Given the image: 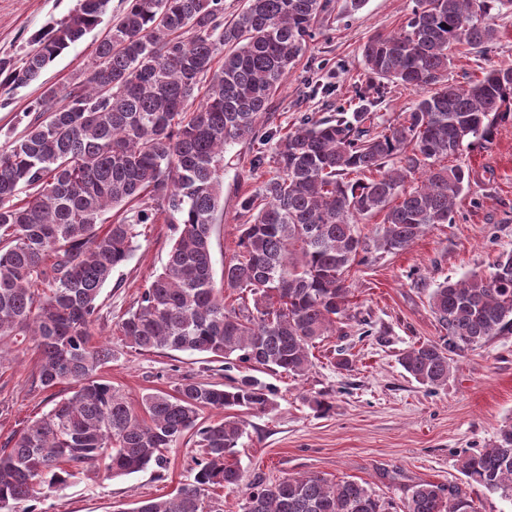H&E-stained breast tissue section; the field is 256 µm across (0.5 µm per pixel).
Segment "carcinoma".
Listing matches in <instances>:
<instances>
[{
  "instance_id": "cac0c4a2",
  "label": "carcinoma",
  "mask_w": 512,
  "mask_h": 512,
  "mask_svg": "<svg viewBox=\"0 0 512 512\" xmlns=\"http://www.w3.org/2000/svg\"><path fill=\"white\" fill-rule=\"evenodd\" d=\"M126 2L78 80L46 88L21 135L0 150V341H31L35 386H70L0 448V512H36L34 503L79 474L164 470L187 436L200 451L193 480L128 512H221L211 489L244 485L235 459L246 429L240 413L266 411L272 387L252 376L225 385L185 377L134 404L100 376L114 351L92 342L98 300L141 227L160 214L177 224L162 271L115 322L130 347L303 377L311 349L349 317L351 269L373 249L402 251L449 223L471 174L441 159L488 140L497 121L512 116V65L492 66L465 86L448 80L454 47L490 49L492 10L505 0H415L398 30L367 39L368 77L417 95L383 130L376 108L385 88L373 84L358 91L353 110L305 117L283 135L262 130L259 114L270 110L330 0H246L228 18L224 0ZM108 3L81 0L21 63L0 58V85L37 80L100 23ZM242 141L257 145L252 169L272 162L276 172L240 199L248 220L217 284L212 234L224 148ZM110 207L122 213L105 224ZM378 213L383 227L370 245L356 224ZM244 292L253 305L225 302ZM429 306L445 335L397 361L435 390L448 382L451 353L512 333V253L488 276L440 284ZM206 409L220 417L201 421ZM460 470L468 484L511 499L512 423L489 447L463 455ZM243 512L480 506L459 485L421 481L397 504L359 482L309 473L248 487Z\"/></svg>"
}]
</instances>
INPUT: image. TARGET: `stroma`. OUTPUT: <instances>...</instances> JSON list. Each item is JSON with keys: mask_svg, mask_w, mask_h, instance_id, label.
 <instances>
[{"mask_svg": "<svg viewBox=\"0 0 512 512\" xmlns=\"http://www.w3.org/2000/svg\"><path fill=\"white\" fill-rule=\"evenodd\" d=\"M331 12L314 26L306 50L280 88L267 129L285 131L306 113L322 114L355 96L368 76L361 47L376 34L399 28L413 0H332ZM79 7V0H0V57L20 60L35 35L56 27ZM126 8L110 0L101 23L81 41L63 50L39 80L28 86L0 88V148L22 133L30 102L48 86L70 83L93 58L98 40ZM498 38L489 54L459 50L448 71L450 82L464 85L492 65L512 64V5L496 11ZM252 144L239 142L224 150V200L212 235L215 269L237 247L244 218L239 199L255 192L274 175V165L251 171ZM457 164L472 172L469 188L458 202L452 223L438 224L409 248L374 252L367 265L351 272L352 320L342 334L312 350L308 375L293 378L261 374L273 386L272 406L246 414V432L236 459L250 483H269L286 476L317 473L338 482L354 480L376 494L404 498L421 480L461 485L460 458L489 447L501 425L512 422V334L495 336L481 347L453 353L454 370L447 385L430 391L399 365L397 356L413 344L437 339L440 327L429 307V295L447 280L489 273L502 254L512 251V120L497 122L492 137L463 152ZM173 237L167 221L139 238L132 257L104 285L96 341L111 343L115 357L102 371L104 379L131 399L154 390H171L188 376L226 383L244 373L238 362H217L199 354L171 350L142 353L112 333L117 316L135 305L141 291L165 264ZM348 367H338V349ZM9 359L0 371V443L50 408L52 395L67 393L34 387L31 374L38 355L31 346L6 344ZM320 393L330 402L320 414L309 403ZM193 443L169 454L165 471L149 468L128 475L81 474L40 504L42 512H127L134 503L168 498L192 481Z\"/></svg>", "mask_w": 512, "mask_h": 512, "instance_id": "35a3bbf8", "label": "stroma"}]
</instances>
